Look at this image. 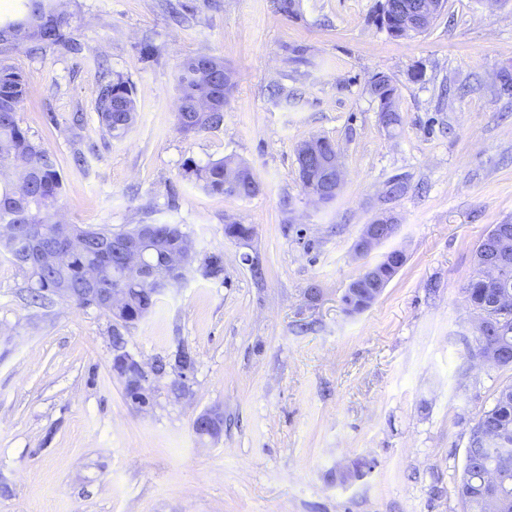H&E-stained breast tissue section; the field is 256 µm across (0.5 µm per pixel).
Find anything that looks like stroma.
<instances>
[{"label":"stroma","instance_id":"stroma-1","mask_svg":"<svg viewBox=\"0 0 512 512\" xmlns=\"http://www.w3.org/2000/svg\"><path fill=\"white\" fill-rule=\"evenodd\" d=\"M293 3L63 0L69 45L0 48L31 84L17 121L57 160L61 219L178 224L196 250L125 333L143 363L196 358L187 396L153 378L146 412L112 370L111 318L30 303L0 256V512H463L470 431L512 384V367L475 358L464 293L481 239L512 224V94L498 79L512 71V0H445L404 38L377 24L381 0ZM197 53L223 58L237 85L221 128L183 134L177 68ZM380 73L398 98L392 130L371 92ZM117 78L136 103L120 140L95 110ZM314 136L344 166L328 204L300 183L296 148ZM227 156L252 168L254 196L205 192L187 171ZM381 213L397 234L355 256ZM232 221L253 225L248 244L225 238ZM394 249L405 265L346 312L349 283ZM214 253L216 278L203 270ZM214 407L216 441L192 428Z\"/></svg>","mask_w":512,"mask_h":512}]
</instances>
